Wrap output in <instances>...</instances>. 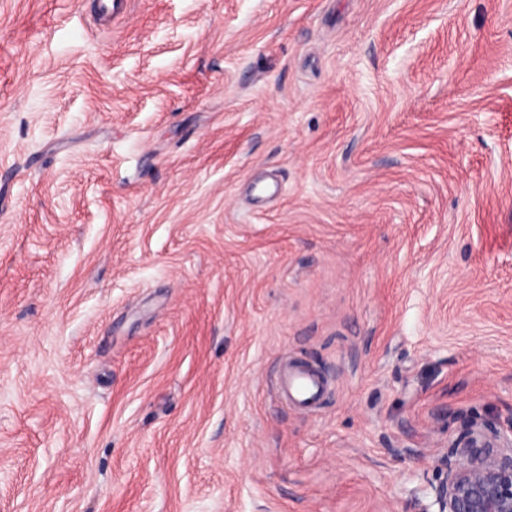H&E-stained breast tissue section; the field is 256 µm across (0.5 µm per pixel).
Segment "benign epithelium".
<instances>
[{
    "label": "benign epithelium",
    "instance_id": "1",
    "mask_svg": "<svg viewBox=\"0 0 512 512\" xmlns=\"http://www.w3.org/2000/svg\"><path fill=\"white\" fill-rule=\"evenodd\" d=\"M436 467L435 512H512V423L467 421Z\"/></svg>",
    "mask_w": 512,
    "mask_h": 512
}]
</instances>
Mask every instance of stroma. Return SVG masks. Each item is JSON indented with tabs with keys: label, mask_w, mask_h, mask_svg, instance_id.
Wrapping results in <instances>:
<instances>
[{
	"label": "stroma",
	"mask_w": 512,
	"mask_h": 512,
	"mask_svg": "<svg viewBox=\"0 0 512 512\" xmlns=\"http://www.w3.org/2000/svg\"><path fill=\"white\" fill-rule=\"evenodd\" d=\"M91 3L0 0V512H425L512 420V0ZM327 387L322 376L288 367L281 369L277 378L279 397L287 404L308 408L316 404Z\"/></svg>",
	"instance_id": "obj_1"
}]
</instances>
